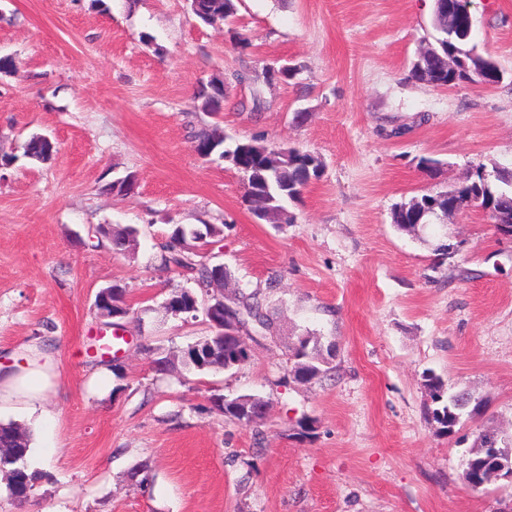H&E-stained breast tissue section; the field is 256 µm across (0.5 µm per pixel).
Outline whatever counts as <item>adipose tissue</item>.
Masks as SVG:
<instances>
[{
  "mask_svg": "<svg viewBox=\"0 0 512 512\" xmlns=\"http://www.w3.org/2000/svg\"><path fill=\"white\" fill-rule=\"evenodd\" d=\"M51 385L48 365L31 358L25 367L0 372V406L19 404L29 414H36L42 411Z\"/></svg>",
  "mask_w": 512,
  "mask_h": 512,
  "instance_id": "adipose-tissue-1",
  "label": "adipose tissue"
}]
</instances>
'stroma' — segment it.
<instances>
[{
    "label": "stroma",
    "mask_w": 512,
    "mask_h": 512,
    "mask_svg": "<svg viewBox=\"0 0 512 512\" xmlns=\"http://www.w3.org/2000/svg\"><path fill=\"white\" fill-rule=\"evenodd\" d=\"M234 3L233 24L203 25L186 0H0V55L18 67L0 76V154L16 157L0 169V362L53 359L47 416L0 412L30 432L41 474L23 501L0 475V512H512V487L463 478L479 431L512 434V239L476 207L416 234L391 220L414 195L512 170V0L470 4V45L502 81L450 88L411 76L435 0ZM262 61L297 69L264 87L265 112L240 109L250 94L234 84L223 116L195 110L202 83ZM213 124L321 157V180L288 206L294 223L256 222L242 175L192 152ZM34 134L56 144L48 163L22 156ZM130 172L133 194L107 191ZM203 223L223 225L207 253L236 285L277 279L278 337L229 371L160 376L155 359L210 328L166 314L195 284L159 269L158 246ZM101 224L138 228L135 253H113ZM115 282L133 313L106 352L94 299ZM307 330L331 369L303 384L287 345ZM429 370L486 398L485 415L440 432L425 416ZM243 393L268 400L259 423L214 409Z\"/></svg>",
    "instance_id": "1"
}]
</instances>
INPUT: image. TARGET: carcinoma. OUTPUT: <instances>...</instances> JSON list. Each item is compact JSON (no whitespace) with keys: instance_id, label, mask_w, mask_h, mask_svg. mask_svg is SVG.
<instances>
[{"instance_id":"1","label":"carcinoma","mask_w":512,"mask_h":512,"mask_svg":"<svg viewBox=\"0 0 512 512\" xmlns=\"http://www.w3.org/2000/svg\"><path fill=\"white\" fill-rule=\"evenodd\" d=\"M189 10L200 23L212 25L217 21L231 22L235 14L233 0H193ZM471 35L463 29L453 34L440 33L436 45L437 55L424 58L412 65V77L436 87L453 86L462 81L487 79L485 85L492 86L501 81L503 74L496 65L489 68H479L469 56L456 59L455 68L442 71L437 64V56H452L460 51L463 44L469 43ZM295 77V68H274L265 65L261 72L249 67L235 70L222 80H212L201 85L195 95L197 108L203 112L217 115L224 111L226 101L225 85L231 82L247 85L251 88V101L240 103V107L251 113L263 112L267 102L263 99L261 86L273 81L287 82ZM227 137L217 132L215 127H204L193 133L191 143L209 145L212 153L219 155L243 175L247 197L263 194L266 205L253 212L256 219L268 224L281 226L291 224L293 216L288 211V203L300 199L303 191L323 174L322 160L315 154L300 151L295 148H274L260 139L246 142L226 143ZM53 148L46 145L41 136H32L25 149V155L30 159L45 163L51 159ZM497 181L504 185L502 189H492L482 171H477L475 178L464 185L453 189L460 204L464 207L471 205L480 207L488 212L497 214L508 223L498 224L496 228L501 233H512V171L496 173ZM418 203L428 205L421 216V223L436 224L448 216V199L443 193L436 195L423 194L418 197ZM224 235V225L205 224L201 228H176L165 242L159 245L158 261L163 271L179 268L192 274L197 291L191 293L180 290L172 293L173 297L191 295L196 298L195 305H200L198 298L206 297L211 281L215 275L214 264L199 254L185 251L181 248L184 243H193L199 239H214ZM230 315L247 324L253 333L264 337L273 333L274 321L260 290L247 291L238 288L233 297L227 301ZM251 353L240 350L239 356L228 357L224 344L216 334L207 338V344L189 347L181 357L180 363L186 370H230L246 363ZM289 359L293 360L290 374L300 382H310L318 379L326 372L324 366L328 359L324 355L321 337L313 332H306L298 338V344L289 349ZM424 387L428 392L430 404L426 406L428 418L440 425L441 432L452 434L461 418L472 412H481L486 406L484 399L472 396L467 391L448 394L444 381L434 375L424 376ZM493 437L497 451L494 454L485 450L486 439ZM21 448L16 465L3 471L6 476V489L9 495H15L16 487L24 485L33 489L40 473L31 469L28 457L31 451V437L28 431H23L22 439L16 443ZM491 464L512 473V437L499 433L476 437L473 448L469 452L466 467Z\"/></svg>"}]
</instances>
